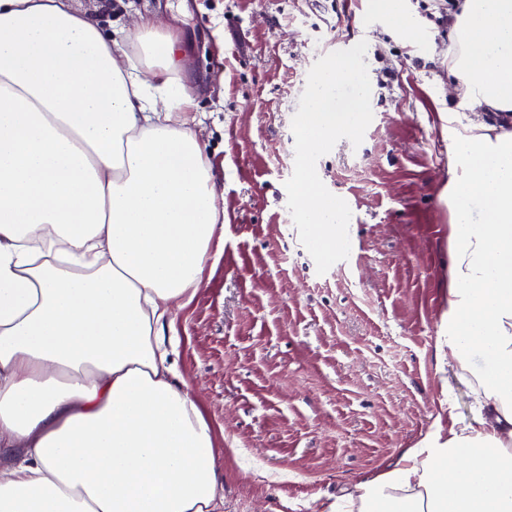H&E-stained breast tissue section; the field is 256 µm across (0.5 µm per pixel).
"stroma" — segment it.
<instances>
[{"label": "stroma", "instance_id": "stroma-1", "mask_svg": "<svg viewBox=\"0 0 512 512\" xmlns=\"http://www.w3.org/2000/svg\"><path fill=\"white\" fill-rule=\"evenodd\" d=\"M104 34L174 29L187 58L224 242L175 310L178 369L216 434L223 512H326L473 397L438 363L448 300V30L392 35L371 0H73ZM366 42L373 120L317 173L350 210L351 250L326 274L287 208L292 117L320 57Z\"/></svg>", "mask_w": 512, "mask_h": 512}]
</instances>
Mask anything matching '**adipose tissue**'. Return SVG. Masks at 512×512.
Here are the masks:
<instances>
[{
  "label": "adipose tissue",
  "mask_w": 512,
  "mask_h": 512,
  "mask_svg": "<svg viewBox=\"0 0 512 512\" xmlns=\"http://www.w3.org/2000/svg\"><path fill=\"white\" fill-rule=\"evenodd\" d=\"M458 112H512V0L448 26ZM105 37L71 0H0V512H222L172 314L224 237L176 33ZM447 334L470 421L331 512H512V135L457 134ZM482 205L474 221L470 201Z\"/></svg>",
  "instance_id": "1"
}]
</instances>
